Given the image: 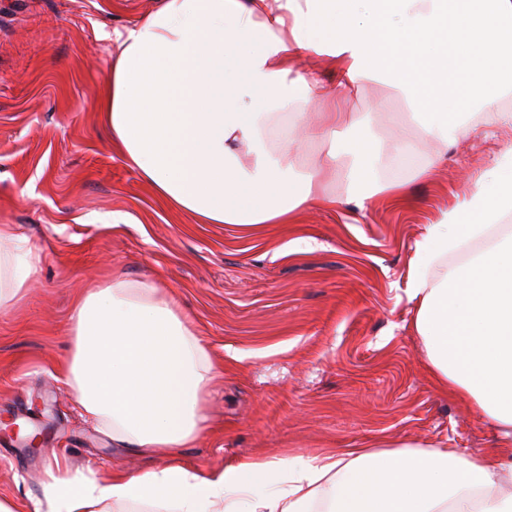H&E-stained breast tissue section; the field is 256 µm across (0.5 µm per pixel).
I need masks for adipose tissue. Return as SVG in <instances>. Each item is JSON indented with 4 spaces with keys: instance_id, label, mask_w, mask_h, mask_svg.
<instances>
[{
    "instance_id": "adipose-tissue-1",
    "label": "adipose tissue",
    "mask_w": 512,
    "mask_h": 512,
    "mask_svg": "<svg viewBox=\"0 0 512 512\" xmlns=\"http://www.w3.org/2000/svg\"><path fill=\"white\" fill-rule=\"evenodd\" d=\"M112 66L97 108L113 147L172 208L201 224H291L311 207L366 209L380 194L403 202L386 173L422 142L453 146L475 132L471 115L511 125L512 0H164L139 23L103 33ZM335 63L337 92L308 106L321 81L305 57ZM390 83L423 134L385 144L371 113L344 111L342 95ZM343 134L301 171L284 137ZM340 184L343 195L330 190ZM512 213V147L480 186L427 225L414 243L408 296L430 371L491 423L499 457L398 443L288 457L244 455L219 471L191 469L178 451L202 431L214 366L175 299L123 274L78 299L74 352L58 368L73 404L113 441L165 456L135 473L54 475L33 512H512V233L436 275L448 252L491 235ZM0 310L33 286V250L0 224Z\"/></svg>"
}]
</instances>
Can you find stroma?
I'll return each instance as SVG.
<instances>
[{"label": "stroma", "mask_w": 512, "mask_h": 512, "mask_svg": "<svg viewBox=\"0 0 512 512\" xmlns=\"http://www.w3.org/2000/svg\"><path fill=\"white\" fill-rule=\"evenodd\" d=\"M160 2L0 0V224L28 239L36 268L31 291L0 310V500L41 495L62 456L77 477L151 466L98 431L56 379L74 347V303L116 270L170 293L224 363L187 466L381 441L490 455L485 417L434 383L407 288L415 241L475 190L512 129L459 140L423 178L414 160L399 162L407 205L381 195L364 212L308 209L247 232L197 223L123 161L95 110L112 63L101 32ZM383 103L388 142L407 131L394 88L370 84L348 109ZM107 214L114 223H99Z\"/></svg>", "instance_id": "35a3bbf8"}]
</instances>
